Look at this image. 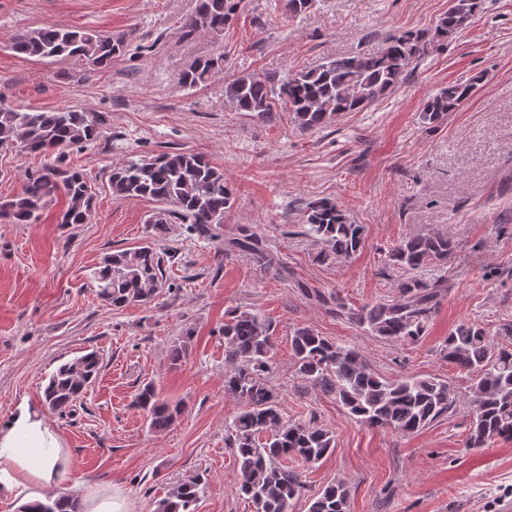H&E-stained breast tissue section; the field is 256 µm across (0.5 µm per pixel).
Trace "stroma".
I'll return each mask as SVG.
<instances>
[{"label": "stroma", "mask_w": 512, "mask_h": 512, "mask_svg": "<svg viewBox=\"0 0 512 512\" xmlns=\"http://www.w3.org/2000/svg\"><path fill=\"white\" fill-rule=\"evenodd\" d=\"M450 0H317L286 19L282 0H242L223 39L184 38L180 20L195 0H0V102L21 110L69 107L104 121V135L59 159L97 185L85 224H61L49 207L33 224L0 222V424L20 404L41 405L44 386L63 362L98 351L102 373L72 414L47 411L70 465L87 491H120L128 512H153L183 479L206 488L197 512H252L239 496L240 473L225 426L239 402L224 391L227 312L253 309L272 321L270 384L291 421L333 432L336 448L321 462L297 459L307 496L342 481L349 512H500L512 502V440L469 449L468 403L455 416L401 436L350 418L331 397L293 372L291 336L308 327L359 348L388 378L434 376L465 393L469 379L439 356L450 329L478 322L496 331L512 322V0H481L461 36L427 55L389 97L349 112L317 131H300L288 110L264 118L237 112L224 81L277 75L323 58L380 49L396 30L433 27ZM48 25L128 34L124 54L107 69L69 60L37 62L16 54V32ZM223 52L224 69L186 89L178 73L193 59ZM476 80L474 97L437 124L421 115L427 97L457 80ZM190 151L223 171L235 191L222 239L170 225L156 240L167 286L148 305L103 306L90 273L105 254L150 240L156 202L122 200L106 179L113 166L163 151ZM39 154L0 149V201L22 190ZM328 197L365 229L356 255L321 263L299 234L296 214ZM248 226L288 265V278L223 241ZM438 230L458 249L444 273L451 290L415 345L383 342L311 290L340 292L360 307L391 298L400 278L387 252L403 236ZM189 336L181 362L173 342ZM154 382L182 412L155 433L131 400Z\"/></svg>", "instance_id": "35a3bbf8"}]
</instances>
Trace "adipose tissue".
Wrapping results in <instances>:
<instances>
[{
    "label": "adipose tissue",
    "mask_w": 512,
    "mask_h": 512,
    "mask_svg": "<svg viewBox=\"0 0 512 512\" xmlns=\"http://www.w3.org/2000/svg\"><path fill=\"white\" fill-rule=\"evenodd\" d=\"M71 478L68 453L40 409L23 406L0 427V494L41 499Z\"/></svg>",
    "instance_id": "obj_1"
}]
</instances>
